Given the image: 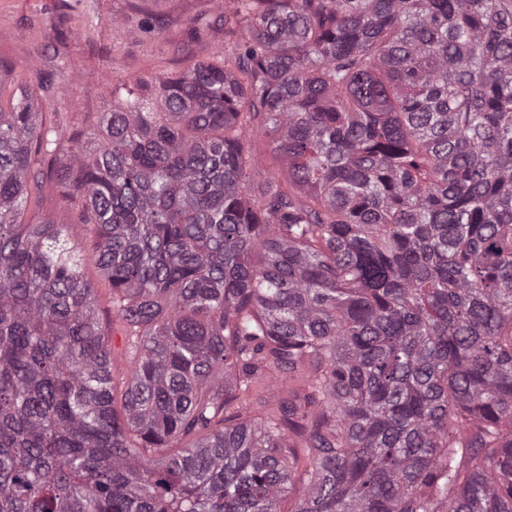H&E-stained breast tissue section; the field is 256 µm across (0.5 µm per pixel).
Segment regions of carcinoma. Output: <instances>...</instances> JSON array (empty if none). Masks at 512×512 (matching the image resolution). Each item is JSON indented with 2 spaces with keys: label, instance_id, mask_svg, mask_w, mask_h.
Returning a JSON list of instances; mask_svg holds the SVG:
<instances>
[{
  "label": "carcinoma",
  "instance_id": "1",
  "mask_svg": "<svg viewBox=\"0 0 512 512\" xmlns=\"http://www.w3.org/2000/svg\"><path fill=\"white\" fill-rule=\"evenodd\" d=\"M59 144L0 104V512H512V0H228ZM263 135L282 175L251 176ZM304 375L271 415L259 376ZM47 179L43 185L42 192L36 204L26 214V220L50 217L57 224H69L68 233L70 241L80 253L84 265L85 278L96 288L99 294V318L107 333V336L114 345V363L112 371L117 376L123 375L128 366L125 358L121 355L123 336L119 326L112 317V293L108 281L102 275L97 265V258L88 245L86 228L82 224H72L77 219V212L74 206L62 199L60 188L56 182ZM286 387L272 389L267 382H261L256 385L243 406L246 411L251 414H261L273 412L277 409L280 399L288 391V387L294 390H301L302 383L298 381H290Z\"/></svg>",
  "mask_w": 512,
  "mask_h": 512
}]
</instances>
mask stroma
Returning <instances> with one entry per match:
<instances>
[{"mask_svg": "<svg viewBox=\"0 0 512 512\" xmlns=\"http://www.w3.org/2000/svg\"><path fill=\"white\" fill-rule=\"evenodd\" d=\"M225 0H0V58L10 63L47 120L60 130L55 166L69 160L71 140L112 108L118 80H151L227 50ZM28 218L67 225L87 281L99 294V318L122 347L112 317V293L86 229L56 181H46Z\"/></svg>", "mask_w": 512, "mask_h": 512, "instance_id": "obj_1", "label": "stroma"}]
</instances>
